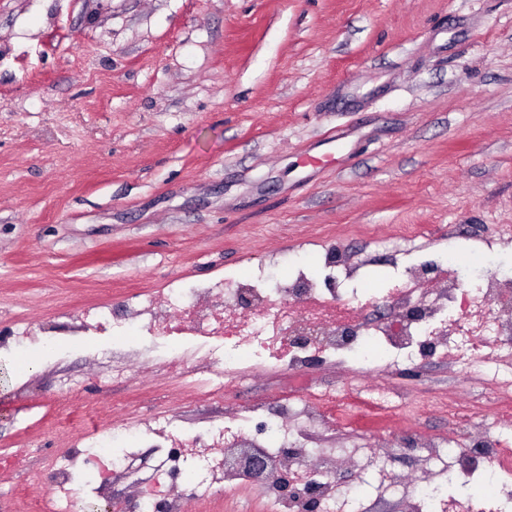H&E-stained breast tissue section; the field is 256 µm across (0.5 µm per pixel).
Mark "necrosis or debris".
<instances>
[{
	"instance_id": "1",
	"label": "necrosis or debris",
	"mask_w": 512,
	"mask_h": 512,
	"mask_svg": "<svg viewBox=\"0 0 512 512\" xmlns=\"http://www.w3.org/2000/svg\"><path fill=\"white\" fill-rule=\"evenodd\" d=\"M264 268H257L233 288L221 283L186 290L172 285L137 300H124L79 309L72 331L80 336L130 338L162 337L172 355L173 371L191 377L178 355L184 343L202 339L209 345L204 366L206 378L197 388L204 395H224V379L236 375L246 360L274 358L284 361L288 372L301 374L307 359L301 348L288 345L283 333L289 328L314 325L319 329L316 348L322 353L354 349L370 363L413 360L416 336L430 334L436 351L465 364H495L500 375L491 379L494 413H512V280L481 278L464 280L449 265L438 278H429L410 266L384 285L383 318L365 320L361 312L345 303L340 292H323L304 271L276 287H268ZM301 427L287 420L275 421L267 430V452L290 475L301 476L295 494L280 499L275 481L258 486V495L273 503L276 512H307L308 488H315L320 512H356L354 502L343 492L336 460L358 458L356 448H302L298 442L308 427L334 420L343 429H362L377 435L375 424L358 410L355 395L311 393L299 411ZM250 419V412H231L223 427L198 435L168 434L170 418L158 415L144 422L138 436L165 438L169 448L156 465L153 488L133 485L129 498L113 506L112 512H182L190 498L203 497L216 487L233 492L249 486L246 474L224 469L222 458L233 453L237 438ZM464 440V447L442 446L428 435L414 437L417 450L426 452L433 463L426 481L382 465L377 455L369 462L378 466L383 490H397L406 499L405 512H443L446 502L429 491L456 483L474 491L457 503L458 512H512V443L499 438L487 426L484 410L463 404L448 415ZM111 433L90 434L88 451L78 441L59 449L42 467L29 472L28 485L45 488L34 512H78L88 492L75 481L76 461L106 473L115 467L109 446Z\"/></svg>"
}]
</instances>
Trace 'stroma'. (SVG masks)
Wrapping results in <instances>:
<instances>
[{"label":"stroma","instance_id":"1","mask_svg":"<svg viewBox=\"0 0 512 512\" xmlns=\"http://www.w3.org/2000/svg\"><path fill=\"white\" fill-rule=\"evenodd\" d=\"M506 224L512 0H0V512H26V471L68 436L163 412L198 432L294 394L270 358L195 395L151 338L59 335L29 372L16 324L261 264L284 278L300 256L317 272L330 245L373 282L451 246L490 276L512 270ZM416 368L315 362L304 384L391 388L397 439L447 437L430 401L488 395L480 367ZM66 391L78 406L56 408ZM157 457L113 469L105 497Z\"/></svg>","mask_w":512,"mask_h":512}]
</instances>
